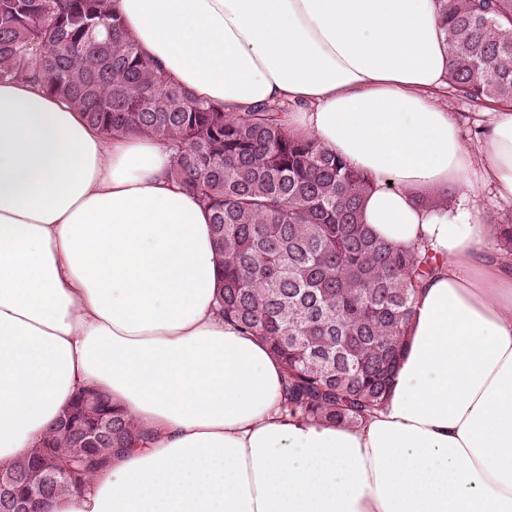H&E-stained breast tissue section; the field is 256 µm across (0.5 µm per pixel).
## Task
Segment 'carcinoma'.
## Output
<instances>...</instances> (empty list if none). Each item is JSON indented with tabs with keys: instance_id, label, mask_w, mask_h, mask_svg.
<instances>
[{
	"instance_id": "obj_1",
	"label": "carcinoma",
	"mask_w": 512,
	"mask_h": 512,
	"mask_svg": "<svg viewBox=\"0 0 512 512\" xmlns=\"http://www.w3.org/2000/svg\"><path fill=\"white\" fill-rule=\"evenodd\" d=\"M439 2L448 83L477 104L512 103V0ZM18 79L104 136L171 145L169 176L211 211L224 318L283 364L287 408L355 423L383 405L436 258L370 236L360 220L367 175L293 133L285 107L230 114L171 80L126 35L110 0H0V82ZM85 395L112 413L95 458L57 425L0 479L21 483L47 457L66 469L44 493L51 499L80 490L112 450L149 439L106 396Z\"/></svg>"
}]
</instances>
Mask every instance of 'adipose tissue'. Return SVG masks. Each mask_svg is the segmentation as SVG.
Wrapping results in <instances>:
<instances>
[{
    "mask_svg": "<svg viewBox=\"0 0 512 512\" xmlns=\"http://www.w3.org/2000/svg\"><path fill=\"white\" fill-rule=\"evenodd\" d=\"M198 97L289 103L372 188L361 222L423 246L422 288L384 406L359 425L284 406L265 344L225 321L209 213L149 137L107 138L26 81L0 83V467L86 388L151 442L49 512H512V256L475 184L512 207V104L474 140L438 105L437 0H112ZM431 190L449 206L418 204Z\"/></svg>",
    "mask_w": 512,
    "mask_h": 512,
    "instance_id": "obj_1",
    "label": "adipose tissue"
}]
</instances>
